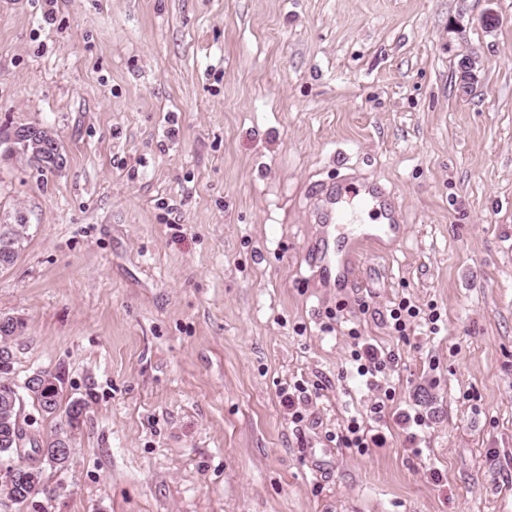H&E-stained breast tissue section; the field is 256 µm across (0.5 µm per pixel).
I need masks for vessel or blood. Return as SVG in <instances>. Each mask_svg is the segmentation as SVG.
Returning a JSON list of instances; mask_svg holds the SVG:
<instances>
[{
    "label": "vessel or blood",
    "mask_w": 512,
    "mask_h": 512,
    "mask_svg": "<svg viewBox=\"0 0 512 512\" xmlns=\"http://www.w3.org/2000/svg\"><path fill=\"white\" fill-rule=\"evenodd\" d=\"M384 194V187L376 182L360 185L348 182L337 187L321 184L311 193L312 216L315 223L328 228L347 223L348 205L354 200L370 207L376 221L375 226L361 228L360 238L369 240L378 233L393 234L399 228L398 219L391 208L383 206ZM317 257L324 264L326 273L333 275L336 284H343L353 272L354 252L350 248L340 246L332 249L324 244L319 248Z\"/></svg>",
    "instance_id": "1"
}]
</instances>
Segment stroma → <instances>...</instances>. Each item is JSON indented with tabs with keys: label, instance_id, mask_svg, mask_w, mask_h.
<instances>
[{
	"label": "stroma",
	"instance_id": "obj_1",
	"mask_svg": "<svg viewBox=\"0 0 512 512\" xmlns=\"http://www.w3.org/2000/svg\"><path fill=\"white\" fill-rule=\"evenodd\" d=\"M7 123L66 157L0 159L15 379L87 403L40 512H512V0H0ZM349 177L403 233L336 287L309 190ZM405 298L437 333L392 335ZM354 330L398 361L378 414ZM17 224H0V251L3 246L10 245L11 249H13L8 266H3L0 260V268H8L11 266L18 254L20 240L23 237L25 224H22V220H16ZM370 431L361 428V425L353 420L348 424L346 434H342L338 439L344 448H357L362 451L365 448H370V444L381 447L383 444L381 434H369Z\"/></svg>",
	"mask_w": 512,
	"mask_h": 512
}]
</instances>
